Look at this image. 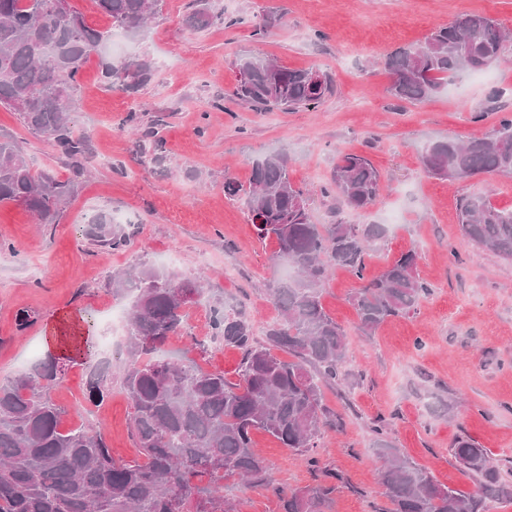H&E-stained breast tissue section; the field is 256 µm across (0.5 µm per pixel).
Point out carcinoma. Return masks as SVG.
Instances as JSON below:
<instances>
[{
	"label": "carcinoma",
	"instance_id": "1",
	"mask_svg": "<svg viewBox=\"0 0 512 512\" xmlns=\"http://www.w3.org/2000/svg\"><path fill=\"white\" fill-rule=\"evenodd\" d=\"M58 0H0V107L20 124L51 139L77 173L92 158L90 141L74 131L71 111L81 89V66L91 51L119 29L138 36L159 14L162 0H93L111 27L98 30ZM222 20L208 0H193L185 27L203 31ZM504 28L493 18L467 14L437 27L416 47L401 49L386 66L395 75L391 93L424 102L448 76L477 72L502 58ZM237 97L258 112L294 110L318 103L332 90L318 84L313 69H291L269 59L242 58ZM155 65L145 57L106 63L102 82L135 93L148 84ZM125 125L161 147L158 131L141 130L137 113ZM424 171L440 179L477 174L512 176V117L493 133L439 141L422 156ZM230 195L244 192L260 237L276 240L274 263L288 262L292 275L269 288L281 313L267 339L288 357L254 340L247 318L227 308L213 309L211 336L242 352L237 380L189 359H158L155 353L184 329L188 312L179 294L203 289L191 280L142 266L112 277V295L131 296L126 349L130 361L122 385L131 409L139 461L112 457L105 436L85 427L61 429L63 410L50 391L61 381L57 358L49 355L30 372L0 385V512H236L224 497V482L236 478L252 487L270 484V467L254 448L252 434L263 431L319 468L311 450L321 427L330 424L322 387L342 382L346 337L324 310L322 291L336 267L349 270L359 286L351 293L361 327L370 333L388 318L415 310L427 285L415 273L417 254L402 253L375 278L365 276V255L382 238L378 224H315L304 191L294 185L288 159L272 154L252 167L248 189L224 183ZM381 191L380 175L362 155L339 159L321 188L344 205L365 211ZM74 184L53 172L35 174L22 148L0 138V205L25 207L39 224H56L70 202ZM460 229L470 244L512 260V210L477 196L460 207ZM87 234L106 250L127 246L125 231L98 217ZM89 397L108 388L102 373L90 376ZM385 459L380 472L389 512H489L488 504L512 502V483L503 478L487 449L470 440L454 448L460 466L478 482L474 493L437 483L424 469L378 438ZM335 487L323 482L279 492L282 512H327Z\"/></svg>",
	"mask_w": 512,
	"mask_h": 512
}]
</instances>
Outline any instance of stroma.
I'll return each mask as SVG.
<instances>
[{"instance_id": "obj_1", "label": "stroma", "mask_w": 512, "mask_h": 512, "mask_svg": "<svg viewBox=\"0 0 512 512\" xmlns=\"http://www.w3.org/2000/svg\"><path fill=\"white\" fill-rule=\"evenodd\" d=\"M191 0H163L162 12L131 55L167 61L154 79L129 95L105 87L102 60L111 46L93 51L80 72L75 130L110 166L74 173L53 142L20 125L0 108V137L14 139L34 169L72 179L76 192L59 223L39 224L22 206H0V383L31 370L49 351L45 328L65 313L92 315L101 336L113 306L112 277L134 266H154L192 280L206 275L207 290L189 310L188 327L171 339L167 355L185 356L234 378L241 360L232 347L199 349L191 339L210 332V311L228 306L250 321L259 344L278 318L269 285L280 276L271 240L258 238L242 200L224 193L225 179L248 184L253 164L271 153L288 157L292 182L304 188L317 224H379L383 237L367 258V277L378 276L402 252L417 254L415 273L429 287L416 310L389 318L364 333L348 296L357 281L335 269L322 304L347 339L345 378L323 389L340 421L321 430L315 455L335 478L330 512H387L377 483L382 461L375 426L438 483L465 492L477 484L452 455L455 442L471 438L500 468L512 467V261L468 244L459 206L483 196L512 208V176L460 180L427 176L425 148L436 140H465L491 133L512 114V37L505 65L489 72L452 75L431 99L395 97L385 62L396 50L420 43L433 29L481 13L512 33V0H213L224 20L204 31L183 27ZM275 16L271 34L257 23ZM258 56L289 68L328 74L334 91L311 108L257 112L235 95L240 58ZM138 113L142 126L159 125L163 164H148L150 140L130 134L124 119ZM366 156L381 177V197L365 212L320 193L339 156ZM122 218L130 244L107 251L85 229L97 214ZM35 313L18 330L21 311ZM108 353L94 360H63L64 375L51 395L66 414V427L95 420L114 458L140 452L131 436L130 407L120 385L103 402L86 392L93 361L113 369L128 361L125 329ZM253 440L270 465L271 485L224 484L239 512H281L279 490L315 484L300 454L270 435Z\"/></svg>"}]
</instances>
